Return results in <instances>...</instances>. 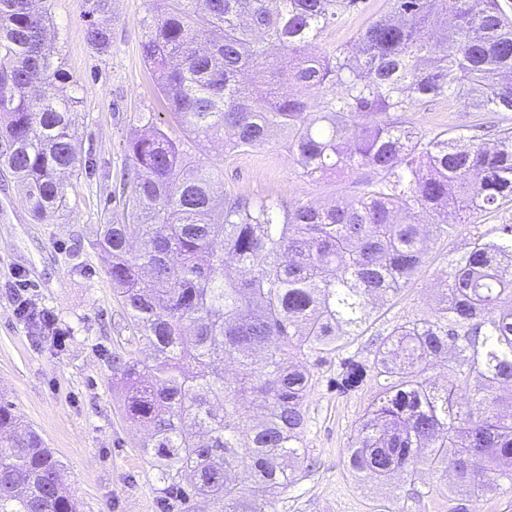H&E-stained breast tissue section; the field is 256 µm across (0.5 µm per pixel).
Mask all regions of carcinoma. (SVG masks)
Returning <instances> with one entry per match:
<instances>
[{
    "instance_id": "cac0c4a2",
    "label": "carcinoma",
    "mask_w": 512,
    "mask_h": 512,
    "mask_svg": "<svg viewBox=\"0 0 512 512\" xmlns=\"http://www.w3.org/2000/svg\"><path fill=\"white\" fill-rule=\"evenodd\" d=\"M149 2L141 52L182 137L137 113L124 192L91 240L153 354L150 365L112 358L124 413L148 430L139 447L163 508L200 496L207 512H275L272 492L312 467L311 365L362 335L370 307L400 292L462 214L512 202V127L489 143L473 126L427 136L407 118L435 97L512 112V20L499 0H389L354 45L317 55L361 0ZM51 21L50 0H0V164L40 223L66 207L80 174L81 100ZM85 37L112 48L107 26L92 21ZM275 130L288 133L301 176L359 175L360 194L251 199L183 150L184 137L260 150ZM473 230L471 248L448 259L433 312L376 338L373 358L341 359L331 387L369 377L379 387L348 448L353 472L413 484L426 469L431 492L451 494V462L477 502L512 485V414L499 411L512 402V225L492 239ZM226 357L239 367L231 379ZM443 361L448 387L432 386L426 371ZM0 512H79L53 451L2 400Z\"/></svg>"
}]
</instances>
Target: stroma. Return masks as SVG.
I'll return each instance as SVG.
<instances>
[{
	"mask_svg": "<svg viewBox=\"0 0 512 512\" xmlns=\"http://www.w3.org/2000/svg\"><path fill=\"white\" fill-rule=\"evenodd\" d=\"M148 6V0H110L103 21L112 31V49L101 54L85 39L81 0H51L50 36L82 99L75 146L83 173L68 194L67 210L37 223L14 176L0 167V399L12 403L54 451L80 512H161L156 473L138 446L145 430L123 417L121 384L112 369L114 352L146 360L150 350L135 336L106 256L90 245L96 225L108 220L112 196L122 192L126 146L138 129L135 113L163 109L141 54L140 22ZM408 118L429 135L480 123L491 137L496 128L512 127V112H467L443 98ZM187 149L201 164L220 165L225 188L249 198L324 203L355 189L350 174L338 181L301 178L284 133L271 147L248 153L228 155L220 142L202 139ZM468 236L463 230L432 242L418 274L372 314L348 353L369 356L372 337L430 315L448 256ZM23 300L55 317L67 333L64 344L18 315ZM337 367L332 361L315 371L319 382L306 398V444L316 466L295 486L274 491L277 512H368L377 503L392 512H448L447 499L410 498L411 484L402 477L381 480L348 471L347 448L376 385L337 393L327 384Z\"/></svg>",
	"mask_w": 512,
	"mask_h": 512,
	"instance_id": "obj_1",
	"label": "stroma"
}]
</instances>
